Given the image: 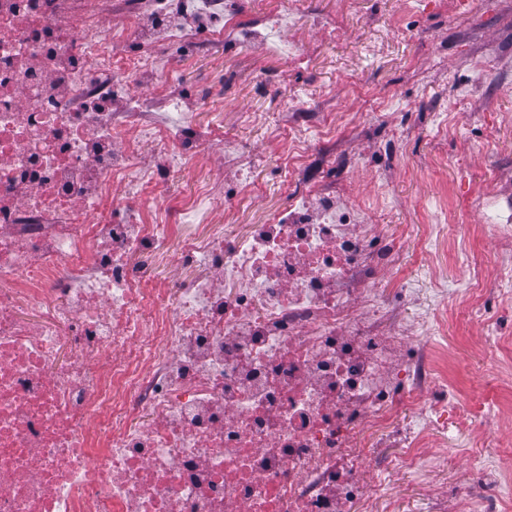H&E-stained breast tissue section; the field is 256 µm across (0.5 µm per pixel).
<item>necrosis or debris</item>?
Listing matches in <instances>:
<instances>
[{
	"label": "necrosis or debris",
	"mask_w": 512,
	"mask_h": 512,
	"mask_svg": "<svg viewBox=\"0 0 512 512\" xmlns=\"http://www.w3.org/2000/svg\"><path fill=\"white\" fill-rule=\"evenodd\" d=\"M181 11L209 29L171 24ZM314 11L0 0V512H396L400 471L447 459L435 442L455 424L478 481L425 512H512V408L487 413L449 385L437 334L467 311L492 360L479 380L512 371V254L490 275L470 257L475 233L512 242L496 168L461 205L487 223L449 242L447 210L432 212L422 251L437 266L466 259L468 274L431 281L414 330L398 326L418 293L401 247L368 221L394 201L385 168L376 197L340 195L337 174L364 165L335 147L346 114L245 113L270 136L287 131L294 190L245 236L212 219L224 201L237 221L252 157L178 111L164 47L195 39L232 60L260 42L304 72L308 50L276 32ZM146 77L149 92L132 94ZM118 92L128 111H109ZM213 146L241 179L199 180L191 206L164 203ZM168 265L196 276H154ZM392 442L398 455L383 456Z\"/></svg>",
	"instance_id": "1"
}]
</instances>
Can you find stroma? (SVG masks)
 Returning a JSON list of instances; mask_svg holds the SVG:
<instances>
[{"label": "stroma", "mask_w": 512, "mask_h": 512, "mask_svg": "<svg viewBox=\"0 0 512 512\" xmlns=\"http://www.w3.org/2000/svg\"><path fill=\"white\" fill-rule=\"evenodd\" d=\"M479 2L484 11L495 15L494 26L474 28L472 16L464 12L456 14L450 25L429 18L426 27L434 44L441 46L447 42L449 28L464 32L473 50L492 62V73L484 78L473 71L468 53L448 50L442 57L433 51L421 53L413 42L392 35L393 19L404 0H357L346 30L333 38L323 35L311 19L284 28V39L302 46L314 42L320 45L306 73L288 72L284 59L267 55L258 43L236 61L188 52L176 55L171 76L185 91L184 111L195 113L200 122L223 127L225 136L239 139L258 161L252 170L257 191L241 205L237 223L225 225V233L239 234L246 225L264 222L287 206L291 193L276 168L278 140L263 129L243 124L240 113L305 106V85L313 76L333 87L334 107L352 112L358 127L367 123L366 111L373 99L391 90L403 92L400 112L380 117L372 132L341 137L345 151L371 161L378 158L379 141H386L389 185L398 203L375 208L370 221L387 225L395 235H403L411 227L423 228L436 207L455 203L457 197L474 189L493 159L511 157L512 126L498 128L489 143L483 139L482 128L491 122L494 113L512 114V83L496 81L497 76L512 73V12L498 14L497 0ZM369 20L387 35L385 52L378 57L367 52L362 35ZM261 72L282 74L286 80L269 92L256 79ZM459 82L473 84L475 90L458 117L455 135L437 140L429 112L450 106ZM218 84L226 92L220 111L210 108L201 97L204 86ZM444 334L467 366L463 372H448L449 382L461 395L487 402L493 408L511 404L512 390L502 388L488 393L476 387L472 379L473 373L487 366L483 356L485 336L472 331L458 317L449 320ZM472 478L469 461L454 457L440 463L426 478L402 476L393 493L400 512H421L423 504L441 487L463 488Z\"/></svg>", "instance_id": "obj_1"}]
</instances>
